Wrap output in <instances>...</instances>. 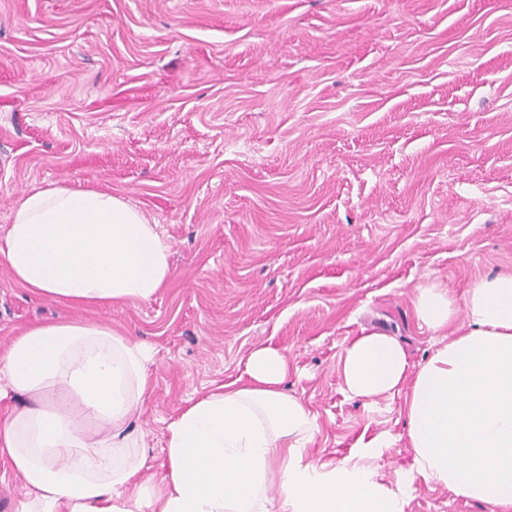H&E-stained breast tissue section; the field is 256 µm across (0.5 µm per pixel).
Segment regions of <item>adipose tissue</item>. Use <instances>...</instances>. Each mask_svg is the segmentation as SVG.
<instances>
[{"label":"adipose tissue","mask_w":512,"mask_h":512,"mask_svg":"<svg viewBox=\"0 0 512 512\" xmlns=\"http://www.w3.org/2000/svg\"><path fill=\"white\" fill-rule=\"evenodd\" d=\"M171 255L158 225L95 187L33 189L0 237V266L16 282L72 306L152 299ZM413 307L435 332L461 312L468 324L418 365L395 337L361 329L338 358L343 390L370 404L402 398L413 477L512 512V273L480 278L460 300L419 286ZM154 357L81 320L12 339L0 400L30 403L0 421V453L24 481L18 512H404L372 470L303 461L314 418L285 390L290 365L271 346L250 351L246 381L190 401L169 423L162 484H148L146 434L132 421Z\"/></svg>","instance_id":"1"}]
</instances>
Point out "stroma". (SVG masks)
Here are the masks:
<instances>
[{"label": "stroma", "mask_w": 512, "mask_h": 512, "mask_svg": "<svg viewBox=\"0 0 512 512\" xmlns=\"http://www.w3.org/2000/svg\"><path fill=\"white\" fill-rule=\"evenodd\" d=\"M50 184L122 196L174 273L73 307L0 266V354L61 320L153 345L150 481L186 403L271 345L315 418L305 461L370 468L404 512H490L410 479L401 398L350 399L337 360L367 327L424 362L417 287L512 272V0H0V236Z\"/></svg>", "instance_id": "1"}]
</instances>
